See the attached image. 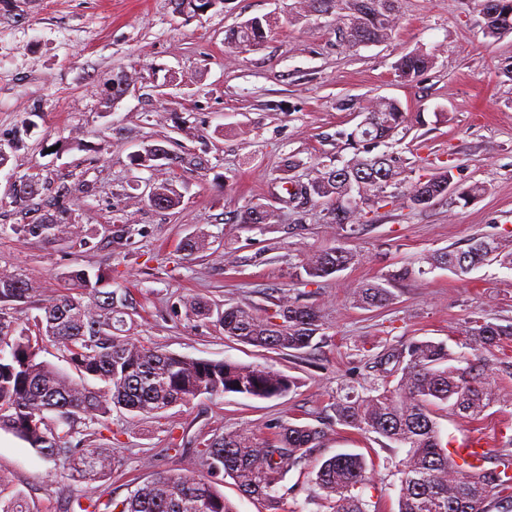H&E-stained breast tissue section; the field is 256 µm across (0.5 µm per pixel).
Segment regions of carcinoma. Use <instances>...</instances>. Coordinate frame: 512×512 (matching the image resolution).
<instances>
[{
	"mask_svg": "<svg viewBox=\"0 0 512 512\" xmlns=\"http://www.w3.org/2000/svg\"><path fill=\"white\" fill-rule=\"evenodd\" d=\"M487 17L486 33L498 38L512 33V0H476ZM310 13L344 14L341 40L354 48L388 39L396 26L397 0H301ZM273 21L264 16L251 24L231 28L224 37L228 45H262ZM431 66L429 54L416 51L396 64L398 77L411 81ZM370 122L362 131L347 134L356 146L355 157L341 168L327 167L312 182L310 200L324 207L331 223L346 226L356 220V209L377 203L387 187L404 185L407 204L421 207L448 196V167L416 182L401 179L397 160L388 154H372L374 146L391 139L407 121L400 104L382 98L368 108ZM34 176L11 184L9 195L23 204L36 194ZM456 198L469 203L484 193L478 183H456ZM164 197L153 204L158 209L180 206L181 195L172 184L163 186ZM66 212L48 213L31 224H15L14 234L37 242H63L72 247L90 245L89 236L69 223ZM273 214L248 208L242 223L264 226ZM209 234L201 230L183 242L191 256L208 245ZM355 255L343 246L314 252L301 268L311 279L328 277L350 265ZM512 267V252L501 249L496 239L476 238L464 251H438L426 258L432 267L459 273L485 262ZM67 288L51 292L39 306L41 313L19 321L15 306L35 293L20 270L0 272V429L27 443L42 458L64 461L70 479L87 484L107 480L119 467L112 449L81 437L83 426L109 429L112 407H121L141 418H156L167 410L197 397L224 393L271 399L289 392L295 380L271 369L230 361L194 359L151 348L126 334V293L104 289L106 274L85 269L64 272ZM389 289L366 284L355 293L356 302L367 308L391 300ZM186 312L216 323L224 335L245 344L282 352L311 346L323 330L318 311L308 305L281 300L264 317L238 305L224 307L206 299L184 303ZM477 363L466 368L449 364L451 354L442 342L414 340L399 354L404 366L393 376L380 374L370 394L353 392L336 398V423L365 432H375L407 449L401 462L399 512H484L495 489L512 487V472L486 470L481 465H458L443 447L436 410L445 406L453 414L480 417L499 401L498 378L488 367L483 352L512 336V325L472 320L466 329ZM54 347L68 368L40 358ZM325 428L288 424L271 439L259 438L251 429L222 433L203 444L201 457L210 477L162 471L138 484L120 502L89 499L82 512H236L216 488L214 478L231 477L239 491L264 501L267 512H283L280 491L293 469L305 466L319 447ZM370 481L364 458L339 453L324 461L313 483L329 512H369L363 489ZM0 512H31L12 480L0 473Z\"/></svg>",
	"mask_w": 512,
	"mask_h": 512,
	"instance_id": "1",
	"label": "carcinoma"
}]
</instances>
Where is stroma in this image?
<instances>
[{
	"instance_id": "1",
	"label": "stroma",
	"mask_w": 512,
	"mask_h": 512,
	"mask_svg": "<svg viewBox=\"0 0 512 512\" xmlns=\"http://www.w3.org/2000/svg\"><path fill=\"white\" fill-rule=\"evenodd\" d=\"M297 10V0H217L187 19L174 0H0V146L8 154L0 167V270H24L43 289L62 288L60 275L72 267L105 272L110 288L129 290L131 334L144 344L296 380L277 398L203 395L154 419L113 409L107 437L120 466L90 486L1 430L0 471L32 512H79L88 497L120 501L132 483L168 469L204 475L201 445L213 434L247 427L267 438L288 423L322 425L326 434L306 467L289 472L285 512H324L312 501V480L341 452L364 457L372 477L365 499L378 512H397L405 449L335 423L332 403L350 386L365 393L379 353L431 340L471 363L469 320L512 324V268L419 271L423 257L467 249L479 237L512 249V34L488 36L475 0H400L389 39L350 48L334 16ZM265 15L278 24L262 46L225 44L227 27ZM413 51L433 64L406 82L394 65ZM121 71L133 88L116 100L106 81ZM381 98L408 115L392 146L408 180L449 166L455 180L481 183L483 196L411 208L399 201L400 186H390L351 232L329 223L321 207L290 199L291 182L353 158L346 135ZM165 141L181 165H132V155ZM24 175L37 176L40 191L18 206L5 191ZM158 180L181 193L177 209L139 201L142 185ZM63 186L73 223L94 232L91 246L13 235L11 225L52 210ZM250 206L271 212L272 223L243 228L240 213ZM124 225L135 230L129 247L114 236ZM201 230L212 236L210 248L184 256L180 243ZM338 245L356 262L308 278L305 256ZM373 282L387 283L391 302L360 307L355 291ZM188 295L259 316L285 298L314 306L324 329L299 352L246 345L187 315ZM499 388V403L480 419L437 415L452 444L489 436L488 470L512 452V378Z\"/></svg>"
}]
</instances>
